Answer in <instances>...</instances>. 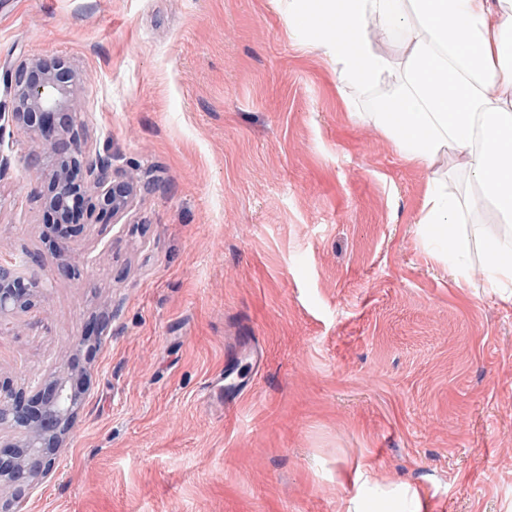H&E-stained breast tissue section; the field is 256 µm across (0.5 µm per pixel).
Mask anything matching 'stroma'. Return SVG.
I'll list each match as a JSON object with an SVG mask.
<instances>
[{"mask_svg":"<svg viewBox=\"0 0 512 512\" xmlns=\"http://www.w3.org/2000/svg\"><path fill=\"white\" fill-rule=\"evenodd\" d=\"M66 60L78 147L137 181L127 217L61 235L45 168L0 126V257L45 283L0 323V375L78 361L82 405L19 512H512V307L430 253L432 173L467 221L502 218L450 149L408 161L361 113L394 92L340 83L288 33V0H0V79ZM106 319L91 349L85 326ZM265 353L232 412L236 337Z\"/></svg>","mask_w":512,"mask_h":512,"instance_id":"stroma-1","label":"stroma"}]
</instances>
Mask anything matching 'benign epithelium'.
Masks as SVG:
<instances>
[{"label":"benign epithelium","instance_id":"7a95c632","mask_svg":"<svg viewBox=\"0 0 512 512\" xmlns=\"http://www.w3.org/2000/svg\"><path fill=\"white\" fill-rule=\"evenodd\" d=\"M7 88L12 111L0 114L27 131L48 158L52 183L45 204L63 217L72 213L80 191L79 176L86 172L95 189L93 207L114 217L129 213L135 186L112 169L105 159L81 161L74 135L73 73L62 59L21 62ZM39 282L18 274L11 261L0 259V321L28 312L37 298ZM81 370L66 363L48 374L32 390H15L0 379V429L7 426L17 439L0 442V512H17L35 481L56 466L57 454L79 407Z\"/></svg>","mask_w":512,"mask_h":512}]
</instances>
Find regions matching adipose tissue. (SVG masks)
I'll use <instances>...</instances> for the list:
<instances>
[{"label":"adipose tissue","mask_w":512,"mask_h":512,"mask_svg":"<svg viewBox=\"0 0 512 512\" xmlns=\"http://www.w3.org/2000/svg\"><path fill=\"white\" fill-rule=\"evenodd\" d=\"M323 13L326 25L311 26L290 0L292 36L313 39L343 82L398 76L396 95L367 117L405 158L429 167L447 149L467 150L473 185L504 218L491 231L473 225L471 236L489 258V295L512 306V0H324ZM379 40L405 55L381 54ZM459 209L431 184L421 221L456 251Z\"/></svg>","instance_id":"obj_1"}]
</instances>
